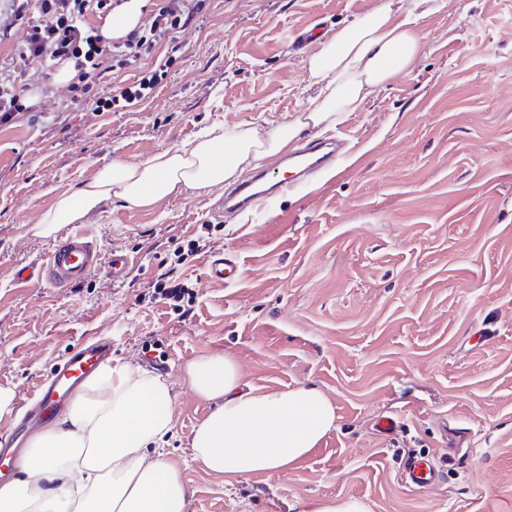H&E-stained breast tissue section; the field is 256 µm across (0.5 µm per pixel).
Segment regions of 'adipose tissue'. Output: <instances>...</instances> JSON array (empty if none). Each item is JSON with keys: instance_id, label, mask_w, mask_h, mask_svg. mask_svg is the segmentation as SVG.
Listing matches in <instances>:
<instances>
[{"instance_id": "adipose-tissue-1", "label": "adipose tissue", "mask_w": 512, "mask_h": 512, "mask_svg": "<svg viewBox=\"0 0 512 512\" xmlns=\"http://www.w3.org/2000/svg\"><path fill=\"white\" fill-rule=\"evenodd\" d=\"M438 7L439 0H381L306 57L314 94L300 116L270 129L254 121L206 128L145 161L104 164L75 192L60 195L31 233L53 236L114 199L147 208L265 166L303 130L335 127L393 76L411 74L425 38L420 22ZM182 381L211 405L192 432L193 458L228 481L288 470L336 426L335 407L320 389L257 391L228 354L187 361ZM173 403L161 377L126 363L102 366L55 427L33 439L18 476L0 484V512H187L183 473L163 452Z\"/></svg>"}]
</instances>
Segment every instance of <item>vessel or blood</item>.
I'll use <instances>...</instances> for the list:
<instances>
[{
    "label": "vessel or blood",
    "mask_w": 512,
    "mask_h": 512,
    "mask_svg": "<svg viewBox=\"0 0 512 512\" xmlns=\"http://www.w3.org/2000/svg\"><path fill=\"white\" fill-rule=\"evenodd\" d=\"M339 146V141L333 139L307 144L287 158L288 165L294 169L292 176L273 181L263 174L254 175L227 193L219 204L220 209L238 213L258 209L332 165L338 156ZM130 264L127 255H104L96 237L87 229L79 228L67 233L40 264L18 269L16 278L32 288L47 284L68 288L83 283L102 270L111 280L118 282L127 277ZM238 275L237 265L224 260L222 255L212 256L207 263L206 278L212 284L230 283ZM111 360L110 341L101 337L88 339L70 348L55 364L50 375L38 381L33 400L20 420L0 428V482L13 477V465L23 455L29 434L51 425L59 410L77 390ZM441 478V471L431 457L412 454L401 463L400 481L407 488L430 487Z\"/></svg>",
    "instance_id": "b4317fda"
}]
</instances>
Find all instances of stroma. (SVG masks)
Masks as SVG:
<instances>
[{"label":"stroma","instance_id":"stroma-1","mask_svg":"<svg viewBox=\"0 0 512 512\" xmlns=\"http://www.w3.org/2000/svg\"><path fill=\"white\" fill-rule=\"evenodd\" d=\"M379 0H207L176 42L101 74L77 102L47 62L19 76L29 110L0 127V386L23 412L37 380L73 344L112 340V356L162 373L175 395L164 445L189 490L188 512H292L356 498L370 512H512V0H444L422 22L411 74L340 123L351 150L310 183L258 211L221 217L223 190L150 208L119 200L86 220L104 251L128 253L126 279L29 288L15 270L50 242L32 224L105 163H138L205 127L301 114L314 90L296 37L332 32ZM168 75L136 106L95 112L156 58ZM200 255L180 261L188 240ZM224 253L241 276L219 286L206 263ZM192 294L184 309L156 282ZM237 358L258 389L312 384L336 427L288 471L231 483L189 448L210 406L181 381L201 355ZM394 416L390 435L374 430ZM410 454L442 479L411 490Z\"/></svg>","mask_w":512,"mask_h":512}]
</instances>
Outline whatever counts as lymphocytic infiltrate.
Masks as SVG:
<instances>
[{
  "instance_id": "f902f5d3",
  "label": "lymphocytic infiltrate",
  "mask_w": 512,
  "mask_h": 512,
  "mask_svg": "<svg viewBox=\"0 0 512 512\" xmlns=\"http://www.w3.org/2000/svg\"><path fill=\"white\" fill-rule=\"evenodd\" d=\"M5 19L0 20V42L13 41L23 66L47 61L73 62L78 81H96L104 63L125 69L152 52L163 41L174 40L179 29L202 12L205 0H157L144 23L124 39L102 38L93 18H104L115 9V0H7ZM37 20H30V13ZM173 58L158 62L119 94L96 100V111L126 108L146 98L167 76Z\"/></svg>"
}]
</instances>
